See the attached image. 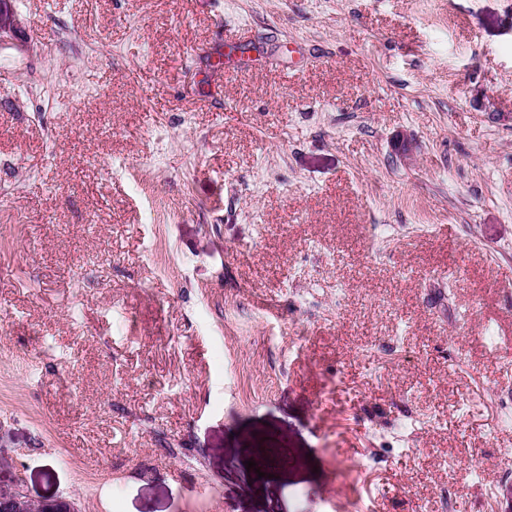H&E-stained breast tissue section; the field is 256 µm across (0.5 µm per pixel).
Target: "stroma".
<instances>
[{"instance_id":"35a3bbf8","label":"stroma","mask_w":512,"mask_h":512,"mask_svg":"<svg viewBox=\"0 0 512 512\" xmlns=\"http://www.w3.org/2000/svg\"><path fill=\"white\" fill-rule=\"evenodd\" d=\"M13 5L0 485L506 512L512 0Z\"/></svg>"}]
</instances>
